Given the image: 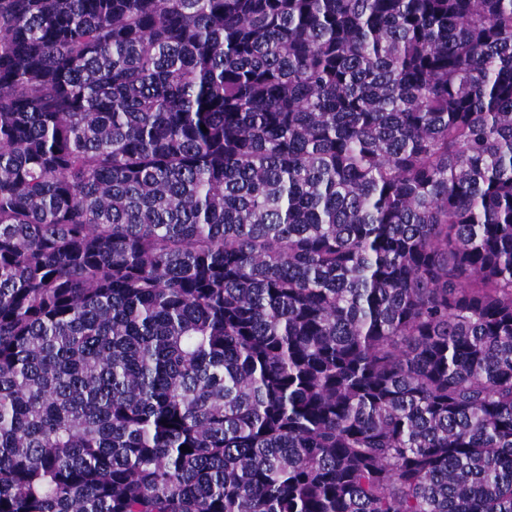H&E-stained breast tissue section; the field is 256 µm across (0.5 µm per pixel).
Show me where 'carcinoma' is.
Here are the masks:
<instances>
[{
	"label": "carcinoma",
	"mask_w": 512,
	"mask_h": 512,
	"mask_svg": "<svg viewBox=\"0 0 512 512\" xmlns=\"http://www.w3.org/2000/svg\"><path fill=\"white\" fill-rule=\"evenodd\" d=\"M0 512H512V0H0Z\"/></svg>",
	"instance_id": "cac0c4a2"
}]
</instances>
